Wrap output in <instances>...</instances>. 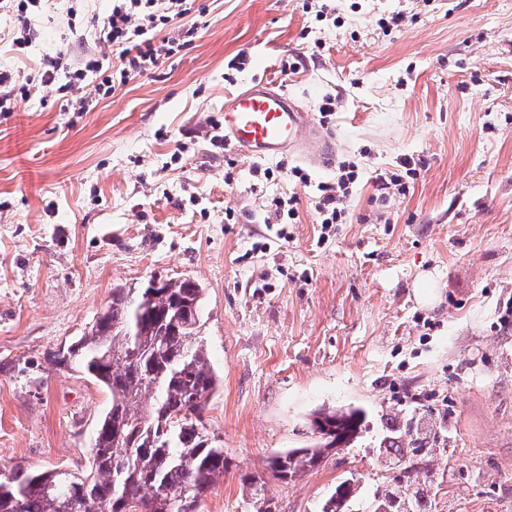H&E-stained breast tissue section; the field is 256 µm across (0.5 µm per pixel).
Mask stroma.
<instances>
[{"label":"stroma","instance_id":"35a3bbf8","mask_svg":"<svg viewBox=\"0 0 512 512\" xmlns=\"http://www.w3.org/2000/svg\"><path fill=\"white\" fill-rule=\"evenodd\" d=\"M304 2L198 0L192 43L86 112L55 87L89 55L111 70L86 20L112 0H43L22 55L0 10V69L60 61L55 86L0 112V467H85L110 396L54 356L113 288L158 275L206 290L199 335L221 383L204 417L225 465L202 512H256L244 476L311 445L314 411L335 407L364 408L368 432L268 479V512H321L351 476L350 512H372L400 488L379 453L389 418L426 427L432 512H512V0H335L336 24ZM393 11L408 20L383 32ZM256 76L311 109L335 97L336 153L311 186L289 181L294 157L267 180V161L213 145ZM405 156L424 162L408 192L378 200L374 171ZM345 161L359 179L326 230L312 187ZM284 192L298 219L278 230L267 203ZM313 449L307 448V450L297 452L296 456L301 457H288V451L276 455L267 461V470L273 478L285 482L288 481V478L292 479L307 471L315 470L321 465L315 461L316 455L302 456L305 454L311 455Z\"/></svg>","mask_w":512,"mask_h":512}]
</instances>
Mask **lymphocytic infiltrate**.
<instances>
[{
	"label": "lymphocytic infiltrate",
	"instance_id": "lymphocytic-infiltrate-1",
	"mask_svg": "<svg viewBox=\"0 0 512 512\" xmlns=\"http://www.w3.org/2000/svg\"><path fill=\"white\" fill-rule=\"evenodd\" d=\"M196 0H112V10L100 23V35L112 48L118 67L110 74H102L97 60H88L84 67L70 72L67 83L58 91L65 96L66 105L78 111H88L94 98L115 92L130 79L157 69L160 62L177 55L192 42L197 26L182 29L180 38L162 36L160 30L169 22L185 17L195 10ZM58 70L56 59L48 58L38 76H20L8 70L0 71V112L11 111L17 99L30 96L36 84L54 83ZM96 72L100 80L92 89H85L88 73ZM359 176L355 163L341 165L335 183L316 185V209L322 224L344 223L347 201L352 186Z\"/></svg>",
	"mask_w": 512,
	"mask_h": 512
}]
</instances>
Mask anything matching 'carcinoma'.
I'll return each mask as SVG.
<instances>
[{
	"instance_id": "cac0c4a2",
	"label": "carcinoma",
	"mask_w": 512,
	"mask_h": 512,
	"mask_svg": "<svg viewBox=\"0 0 512 512\" xmlns=\"http://www.w3.org/2000/svg\"><path fill=\"white\" fill-rule=\"evenodd\" d=\"M205 288L170 278L134 290L112 289V300L90 331L57 354L110 394L99 416L82 473L0 468V512H202L224 480V445L204 423L218 376L197 339ZM312 431L339 428L355 442L368 429L367 412L350 408L338 419L324 408ZM288 481L319 468L315 456L282 453L266 464ZM389 512H426L424 490L388 499Z\"/></svg>"
}]
</instances>
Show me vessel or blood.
Listing matches in <instances>:
<instances>
[{
	"instance_id": "vessel-or-blood-1",
	"label": "vessel or blood",
	"mask_w": 512,
	"mask_h": 512,
	"mask_svg": "<svg viewBox=\"0 0 512 512\" xmlns=\"http://www.w3.org/2000/svg\"><path fill=\"white\" fill-rule=\"evenodd\" d=\"M224 141L250 156L290 155L326 165L334 138L296 97L265 80H253L224 105Z\"/></svg>"
}]
</instances>
